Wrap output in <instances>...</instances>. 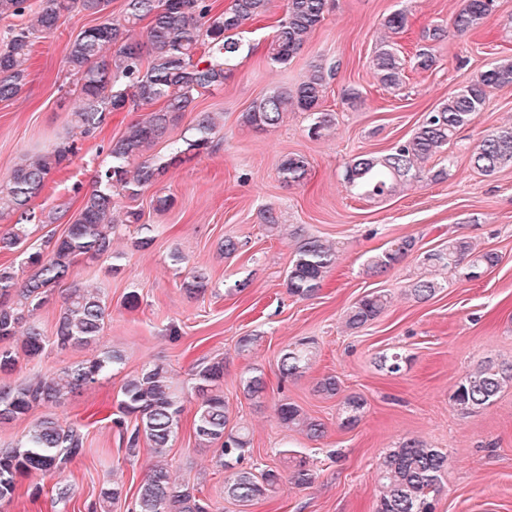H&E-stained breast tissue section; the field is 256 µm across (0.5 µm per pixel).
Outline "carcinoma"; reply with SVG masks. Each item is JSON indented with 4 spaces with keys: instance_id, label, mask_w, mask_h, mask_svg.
<instances>
[{
    "instance_id": "cac0c4a2",
    "label": "carcinoma",
    "mask_w": 512,
    "mask_h": 512,
    "mask_svg": "<svg viewBox=\"0 0 512 512\" xmlns=\"http://www.w3.org/2000/svg\"><path fill=\"white\" fill-rule=\"evenodd\" d=\"M273 0H231L221 13L213 12L210 0H125L123 19L107 18L82 30L68 45L66 63L80 76L78 109L72 113L73 127L88 135L103 127L113 112L141 108L144 117L131 124L107 148L108 161L99 171L93 189L84 195L76 219L64 234L21 253L20 269L0 268V341L22 337L21 353L0 350V375H11L19 355L34 358L42 354L46 339L36 321L37 311L49 295L66 281L76 258L90 260L112 257V234L116 232L112 211L115 197L130 199L154 185L169 167L182 161V154L213 147L218 133L214 114L202 112L190 135L174 143L168 158L154 153L167 140L170 127L196 98L224 84V65L251 46L240 37L244 27L266 16ZM111 0H0V16L32 13L30 25L12 34L7 50L0 53V100H10L21 91L22 65L32 52L36 32L53 33L61 12L74 9L102 16ZM495 0H462L451 20L452 28L466 33L479 28L491 16ZM327 0H287L284 16L266 44L267 58L286 64L303 46L308 35L324 20ZM149 20L145 38L137 29ZM384 26L393 35L408 31L404 10L389 15ZM436 57L429 48L413 56L414 67L429 70ZM373 68L386 88L403 82L405 59L396 43L380 44L372 59ZM327 72L314 65L292 88H279L255 101L243 113V122L256 128H273L285 112L300 110L311 116L308 132L318 136L334 124L332 113L321 109ZM512 86V57L501 58L478 73L471 82L427 113L413 136L385 154L354 157L343 178L357 194L368 199L392 195L398 188L421 182L427 176L428 160L448 144L461 128L472 124L482 112L491 90ZM161 103L156 109L154 105ZM75 154L74 144L63 142L52 150L25 157L0 179V217H13L10 231L0 235V251H15L27 242L30 226L45 223L33 200L44 190L50 177ZM471 166L487 176L512 165V126L486 135L470 158ZM288 183L303 180L307 164L300 156L285 159L280 166ZM411 237L396 239L368 260L373 275L387 272L413 251ZM337 247L316 236L298 235L294 259L288 267L289 294L300 299L315 296L336 263ZM430 266L462 271L473 280L496 266L499 255L474 248L465 237L451 238L443 248L427 254ZM208 275L200 269L182 283L188 295L206 290ZM440 283L421 276L409 285L408 294L418 302L430 300ZM388 295L370 293L347 309L345 324L357 330L375 320L388 306ZM108 316L102 297L85 288H70L55 324L52 344L60 350L87 346L103 330ZM314 356L313 346L300 342L285 348L278 360L281 377L294 378L305 372ZM125 364L122 351L114 349L91 360L43 375L33 381L12 384L0 381V422L19 419L38 407L61 405L75 390L94 384L108 373L119 374ZM224 360L200 364L193 373L191 394L197 400L194 438L202 448L213 447L216 463L229 472L224 478V496L247 507L276 492L283 475L276 469L257 471L242 466L250 438L244 426L230 425L229 407L224 401ZM512 386V363L487 360L470 370L457 384L452 399L463 410L485 408ZM243 393L259 400L267 392L262 370L249 369L242 378ZM186 394L175 385L162 364H148L127 374L120 387L118 413L113 424L126 437L128 452L145 442L158 457L140 482L127 512H206L198 490L172 479L166 453L178 433ZM366 400L357 394L343 400V425L355 424ZM279 422L311 440L323 437L324 424L307 416L300 406L286 399L276 407ZM85 437L72 423L52 413L39 418L15 446L0 449V501L12 499L20 480L32 474H50L67 468L84 454ZM448 456L421 440L407 439L388 450L379 465L381 485L377 512H434ZM297 486H307L315 473L299 461L290 476ZM101 512H112L123 500V486L104 485L99 491Z\"/></svg>"
}]
</instances>
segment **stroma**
Segmentation results:
<instances>
[{
	"mask_svg": "<svg viewBox=\"0 0 512 512\" xmlns=\"http://www.w3.org/2000/svg\"><path fill=\"white\" fill-rule=\"evenodd\" d=\"M285 5L274 0L265 19L247 26L244 38L254 51L233 61L223 86L198 97L170 130V139H179L199 113H216L220 131L213 150L187 155L138 198L118 199L119 211L140 210L142 222L156 226L153 245L136 249L137 226L119 225L115 259H78L65 287L55 289L38 311L45 337H52L66 287L98 289L108 317L96 342L65 350L47 346L38 358H20L11 379L28 382L117 347L126 355V372L162 364L187 389L198 363L223 359L231 420L244 423L252 439L246 465L287 476L293 459L303 457L316 479L303 487L286 480L278 494L247 508L226 499L214 450L194 439L197 402L191 398L167 459L179 482L200 490L208 512H376L378 464L409 438L448 455L436 512H512V387L470 413L451 399L456 384L482 362H512V165L486 176L469 163L483 136L512 125V86L493 90L475 122L429 161V168H447L446 179L374 201L359 198L342 177L352 157L408 139L426 112L494 61L512 57V0H497L478 30L449 31L433 45L436 66H406L396 92L379 83L371 64L385 18L409 11L410 27L396 38L409 58L423 45L425 29L449 26L460 0H331L322 23L288 64L279 65L269 61L265 45ZM98 22L95 15L63 14L53 34L37 36L19 95L0 101V177L38 150L71 140L80 147L34 201L37 210L54 217L33 226L36 239L64 233L104 165L109 142L141 116L137 110L112 113L91 137L72 126L78 101L71 93L76 78L65 63L67 46ZM315 64L332 70L322 107L334 113L335 123L322 137L309 136L311 119L296 110L274 128L244 124L242 114L255 101L296 85ZM351 89L360 93L354 104L345 99ZM291 156L307 162L302 182L282 178L280 165ZM164 195L173 205L156 211L154 199ZM269 210L278 228L267 225ZM298 229L339 247L335 267L308 299L286 288ZM451 236L498 253V265L476 281L442 267L423 268L424 256ZM228 237L239 249L227 257L220 246ZM398 237L414 238L415 250L385 274H367V258ZM176 254L181 262H173ZM196 269L207 272L209 284L204 294L191 296L181 284ZM422 272L442 288L418 303L407 289ZM132 290L141 299L134 310L123 305ZM372 291L389 294L390 304L364 328L348 329L346 310ZM244 336L255 339L246 352L238 348ZM303 339L313 342L316 359L301 376L281 378L282 350ZM392 352L405 358L396 374L381 365ZM251 367L262 369L268 381V394L258 402L242 393L241 379ZM327 374L339 379V395L317 392ZM121 383V376H102L56 407L57 416L81 425L85 455L64 471L22 480L12 500L0 501V512H89L102 485L112 481L134 494L154 457L145 446L128 455L119 441L112 414ZM352 394L367 405L358 422L346 427L342 401ZM283 399L321 420L325 435L313 441L283 427L275 412ZM56 484L68 488L67 504L52 498Z\"/></svg>",
	"mask_w": 512,
	"mask_h": 512,
	"instance_id": "stroma-1",
	"label": "stroma"
}]
</instances>
